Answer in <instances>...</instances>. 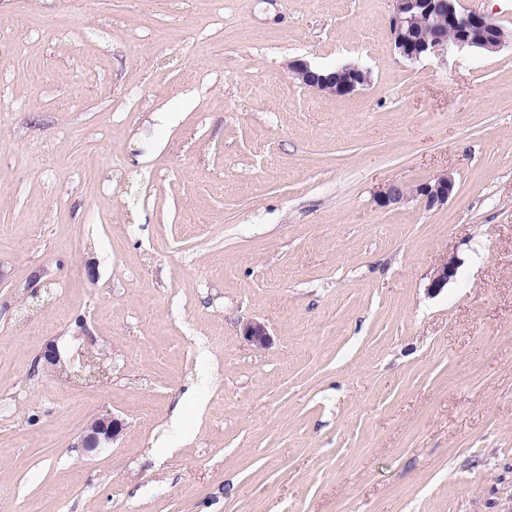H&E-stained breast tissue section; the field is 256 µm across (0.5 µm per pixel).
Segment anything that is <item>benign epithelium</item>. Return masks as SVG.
<instances>
[{
    "mask_svg": "<svg viewBox=\"0 0 512 512\" xmlns=\"http://www.w3.org/2000/svg\"><path fill=\"white\" fill-rule=\"evenodd\" d=\"M390 29L396 52L413 62L442 56L450 46L493 52L505 41V33L499 25L483 14L458 9L456 0H393ZM288 71L300 85L335 97L350 96L368 82L366 73L349 65L323 74L312 70L305 61L294 60L288 64ZM454 190V177L447 173L420 184L416 194L434 207L447 203ZM456 270V260H448L435 271L428 289L436 292L448 285ZM244 335L259 347L268 341L265 326L258 322L247 324ZM37 363L65 370L60 351L53 342L46 345ZM122 429L121 420L113 416L98 417L90 423L82 447L94 449L110 443Z\"/></svg>",
    "mask_w": 512,
    "mask_h": 512,
    "instance_id": "1",
    "label": "benign epithelium"
}]
</instances>
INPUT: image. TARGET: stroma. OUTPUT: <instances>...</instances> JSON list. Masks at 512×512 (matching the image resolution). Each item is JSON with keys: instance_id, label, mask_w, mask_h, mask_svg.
I'll list each match as a JSON object with an SVG mask.
<instances>
[{"instance_id": "stroma-1", "label": "stroma", "mask_w": 512, "mask_h": 512, "mask_svg": "<svg viewBox=\"0 0 512 512\" xmlns=\"http://www.w3.org/2000/svg\"><path fill=\"white\" fill-rule=\"evenodd\" d=\"M458 5L505 43L406 60L392 0H0V512H512V0ZM323 74L312 70L302 60H294L288 64L292 78L302 86L317 90L325 95L346 97L356 93L368 82V76L354 66H342ZM455 190V180L451 174H443L432 181L420 184L415 192L422 196L429 207L448 202ZM123 423L114 416H102L93 420L82 440V447L98 448L101 444L112 442L122 431Z\"/></svg>"}]
</instances>
